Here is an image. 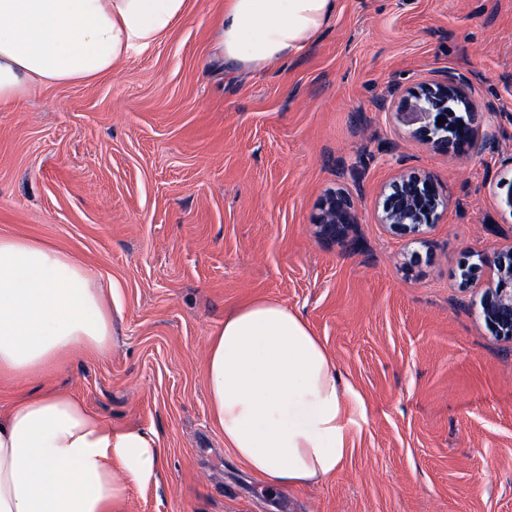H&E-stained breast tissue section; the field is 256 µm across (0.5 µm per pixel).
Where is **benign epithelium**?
I'll return each instance as SVG.
<instances>
[{"label": "benign epithelium", "mask_w": 512, "mask_h": 512, "mask_svg": "<svg viewBox=\"0 0 512 512\" xmlns=\"http://www.w3.org/2000/svg\"><path fill=\"white\" fill-rule=\"evenodd\" d=\"M395 115L398 119L415 116L420 126L414 135L459 158L473 155L483 129L470 82L455 72L446 71L408 88L397 101ZM447 207V198L432 175L407 171L382 190L378 221L387 233L419 242ZM354 209L350 193H329L315 218L320 235L333 241L345 237L355 223ZM459 288L478 297L473 305L492 335L512 343V244L499 248L490 264L480 252L470 253L459 267Z\"/></svg>", "instance_id": "benign-epithelium-1"}]
</instances>
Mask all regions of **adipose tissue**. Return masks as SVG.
Instances as JSON below:
<instances>
[{
    "label": "adipose tissue",
    "instance_id": "ef3b65f1",
    "mask_svg": "<svg viewBox=\"0 0 512 512\" xmlns=\"http://www.w3.org/2000/svg\"><path fill=\"white\" fill-rule=\"evenodd\" d=\"M185 3L0 0V106L112 72L180 22ZM337 5L226 0L214 50L232 72H262L303 50ZM111 349V310L89 270L48 244L0 236V375L35 384L0 412V512H128L132 487L158 478L155 433L45 386L51 367ZM203 373L224 446L253 477L281 491L335 474L364 402L341 389L298 314L270 298L244 304L208 337Z\"/></svg>",
    "mask_w": 512,
    "mask_h": 512
}]
</instances>
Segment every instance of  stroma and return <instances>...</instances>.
Returning a JSON list of instances; mask_svg holds the SVG:
<instances>
[{"label":"stroma","mask_w":512,"mask_h":512,"mask_svg":"<svg viewBox=\"0 0 512 512\" xmlns=\"http://www.w3.org/2000/svg\"><path fill=\"white\" fill-rule=\"evenodd\" d=\"M224 2L186 0L112 73L0 108V236L51 244L112 292L111 354L50 386L159 437L161 475L129 512H512V343L457 285L468 250L512 243V0H339L301 53L238 76L213 60ZM445 71L493 105L466 162L394 116ZM407 170L448 198L412 265L377 219ZM338 189L356 224L326 240L314 219ZM259 297L308 323L365 407L336 474L285 493L231 458L203 375L208 336Z\"/></svg>","instance_id":"1"}]
</instances>
